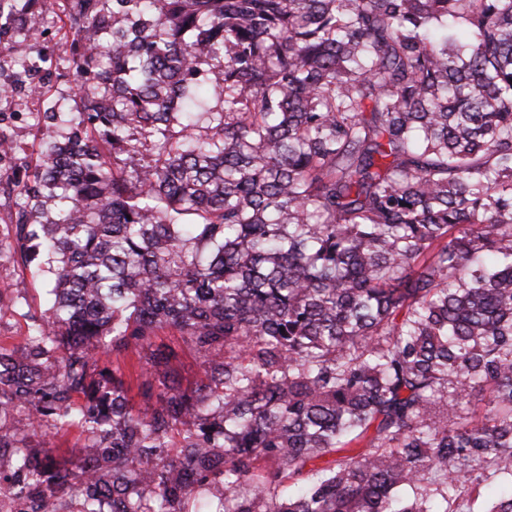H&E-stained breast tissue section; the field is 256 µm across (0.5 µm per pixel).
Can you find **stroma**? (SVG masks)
<instances>
[{
  "instance_id": "35a3bbf8",
  "label": "stroma",
  "mask_w": 512,
  "mask_h": 512,
  "mask_svg": "<svg viewBox=\"0 0 512 512\" xmlns=\"http://www.w3.org/2000/svg\"><path fill=\"white\" fill-rule=\"evenodd\" d=\"M68 0H39L29 12L27 25L46 30L48 37L41 49H34L25 36H17L11 43L9 58L17 65H25L36 55H44L45 63L39 71L45 79L46 93L30 100L16 94L0 96V137L15 140L18 153L8 173L0 175V238H5L15 218L21 199L15 189L19 177L30 173L40 155L42 127L35 120L38 112L48 104H55L64 120L79 122V97L72 74L56 69L55 60L71 49V38L60 29L61 17ZM49 288L46 258L37 255L29 265H22L14 250H0V292L12 298V308L0 311V340L14 344L24 342L29 334L28 316L46 307Z\"/></svg>"
}]
</instances>
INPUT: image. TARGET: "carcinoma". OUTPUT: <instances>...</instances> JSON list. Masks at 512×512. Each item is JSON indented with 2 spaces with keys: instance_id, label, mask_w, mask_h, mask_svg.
I'll return each instance as SVG.
<instances>
[{
  "instance_id": "obj_1",
  "label": "carcinoma",
  "mask_w": 512,
  "mask_h": 512,
  "mask_svg": "<svg viewBox=\"0 0 512 512\" xmlns=\"http://www.w3.org/2000/svg\"><path fill=\"white\" fill-rule=\"evenodd\" d=\"M30 7L0 0V63ZM63 27L84 118L39 116L11 228L52 275L0 345L17 512H466L477 472L512 512V0H71ZM72 426L67 459L34 442ZM179 352L177 360H173L170 364V371L173 377L182 388H192L195 383L201 378V370L198 361L189 354Z\"/></svg>"
}]
</instances>
